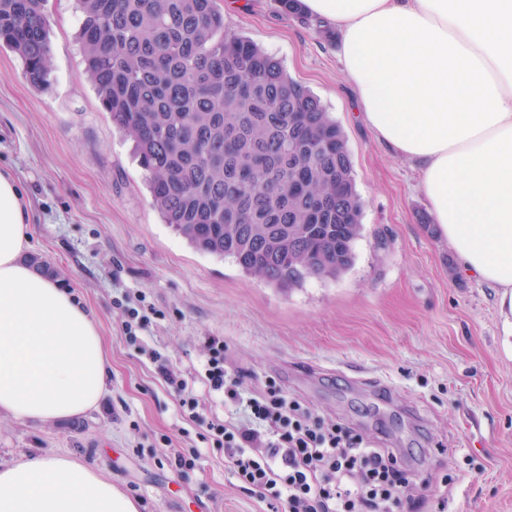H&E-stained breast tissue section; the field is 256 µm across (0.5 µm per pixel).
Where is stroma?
I'll return each instance as SVG.
<instances>
[{
    "label": "stroma",
    "mask_w": 512,
    "mask_h": 512,
    "mask_svg": "<svg viewBox=\"0 0 512 512\" xmlns=\"http://www.w3.org/2000/svg\"><path fill=\"white\" fill-rule=\"evenodd\" d=\"M46 13V88L0 49V169L32 205V255L94 312L112 377L99 407L70 421L0 413V462L74 457L141 512H265L223 451L201 448L192 470L170 462L194 439L144 351L166 352L189 373L205 339L220 336L226 368L248 387L276 379L315 415L396 449L413 469L404 512H512V316L495 289L459 270L437 225L421 223L429 208L417 170L355 119L335 40L274 0L224 13L227 33L281 59L341 125L364 202L350 269L284 289L195 251L162 223L132 141L85 73L76 0H48ZM139 291L162 314L133 344L115 300Z\"/></svg>",
    "instance_id": "stroma-1"
}]
</instances>
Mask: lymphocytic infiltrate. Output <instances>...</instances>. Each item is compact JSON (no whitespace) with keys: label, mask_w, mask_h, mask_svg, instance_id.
Here are the masks:
<instances>
[{"label":"lymphocytic infiltrate","mask_w":512,"mask_h":512,"mask_svg":"<svg viewBox=\"0 0 512 512\" xmlns=\"http://www.w3.org/2000/svg\"><path fill=\"white\" fill-rule=\"evenodd\" d=\"M156 374L208 447L223 450L236 480L248 491L271 492L269 512H397L407 473L393 449L340 422L314 416L297 397L269 381L243 389L224 364V341L208 337L200 374L189 386L170 357L154 352ZM212 395L241 406L246 417L226 420L209 412Z\"/></svg>","instance_id":"obj_1"}]
</instances>
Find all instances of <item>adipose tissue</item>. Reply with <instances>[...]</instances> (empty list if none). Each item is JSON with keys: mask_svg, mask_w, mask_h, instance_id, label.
I'll return each mask as SVG.
<instances>
[{"mask_svg": "<svg viewBox=\"0 0 512 512\" xmlns=\"http://www.w3.org/2000/svg\"><path fill=\"white\" fill-rule=\"evenodd\" d=\"M334 35L375 138L416 165L457 260L512 312V0H300ZM30 205L0 170V412L35 424L96 408L111 377L94 317L29 264ZM0 512H140L67 456L0 464Z\"/></svg>", "mask_w": 512, "mask_h": 512, "instance_id": "ef3b65f1", "label": "adipose tissue"}]
</instances>
